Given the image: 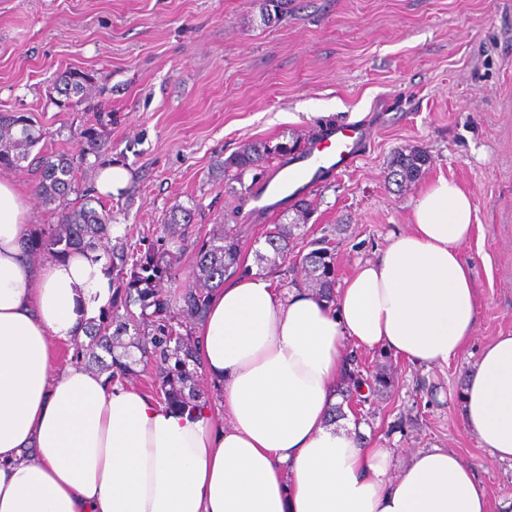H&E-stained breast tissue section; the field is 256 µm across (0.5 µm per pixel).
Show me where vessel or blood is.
<instances>
[{"mask_svg": "<svg viewBox=\"0 0 512 512\" xmlns=\"http://www.w3.org/2000/svg\"><path fill=\"white\" fill-rule=\"evenodd\" d=\"M366 142L364 125L346 119L338 121L330 136L310 143L304 153L290 161L279 163L267 179L254 187L252 201L257 209L276 214L282 201L314 187L320 175L349 169L361 156Z\"/></svg>", "mask_w": 512, "mask_h": 512, "instance_id": "obj_1", "label": "vessel or blood"}]
</instances>
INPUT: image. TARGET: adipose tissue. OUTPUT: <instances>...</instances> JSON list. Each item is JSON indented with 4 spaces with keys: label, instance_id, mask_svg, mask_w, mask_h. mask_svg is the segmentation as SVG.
Wrapping results in <instances>:
<instances>
[{
    "label": "adipose tissue",
    "instance_id": "adipose-tissue-1",
    "mask_svg": "<svg viewBox=\"0 0 512 512\" xmlns=\"http://www.w3.org/2000/svg\"><path fill=\"white\" fill-rule=\"evenodd\" d=\"M471 195L446 178L409 231L359 264L334 305L253 273L227 278L195 331L215 405L174 410L87 366L59 365L112 299L102 253L30 261V204L0 175V512H488L449 448L371 447L330 421L352 344L446 365L472 338L477 295L461 247ZM462 414L512 461V334L468 370Z\"/></svg>",
    "mask_w": 512,
    "mask_h": 512
}]
</instances>
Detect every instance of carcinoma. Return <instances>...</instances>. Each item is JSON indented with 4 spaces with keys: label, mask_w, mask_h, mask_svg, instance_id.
Returning a JSON list of instances; mask_svg holds the SVG:
<instances>
[{
    "label": "carcinoma",
    "mask_w": 512,
    "mask_h": 512,
    "mask_svg": "<svg viewBox=\"0 0 512 512\" xmlns=\"http://www.w3.org/2000/svg\"><path fill=\"white\" fill-rule=\"evenodd\" d=\"M92 78L83 72L69 71L60 81L59 93L69 97L83 95ZM34 143L30 125L23 115H0V167H19L28 159L26 147ZM298 151L297 144H271L251 141L218 163L224 172L225 187L242 183L244 175L256 171L252 182L269 175L275 159ZM430 164V155L423 149L394 151L389 165V179L397 188L415 184ZM36 193L41 202H61L75 191L74 162L65 155H43L35 161ZM314 211L313 200L304 195L281 211L282 221L269 224L264 232L265 250L255 251L257 266L270 273L284 271L288 254ZM191 210L177 205L171 208L162 235L147 248L129 245L118 238L109 240L112 215L105 208H96L91 201L61 211L59 224L42 229L28 240V254L59 257L73 251L101 248L112 277V303L101 316L87 323L88 343L74 347L72 358L94 365L108 373L114 381H123L136 373L134 366L145 361L153 371V396L174 408L183 409L198 402L190 390L193 372L189 366L199 365L191 324L206 314L212 293L224 285V278L250 271L240 261L236 224H224L214 233L199 235L191 224ZM310 250L300 255L304 278L302 285L311 289L328 304L336 300V253L331 240L323 235L307 242ZM194 251L196 272L189 283L178 282L179 264L187 249ZM170 284L169 289L162 283ZM130 335L127 344L121 337ZM123 351L118 353L116 348ZM111 357L106 362L99 355ZM343 401L353 398L366 401L392 386V379L383 368L369 376L363 375L354 360L346 364L340 381Z\"/></svg>",
    "instance_id": "cac0c4a2"
}]
</instances>
